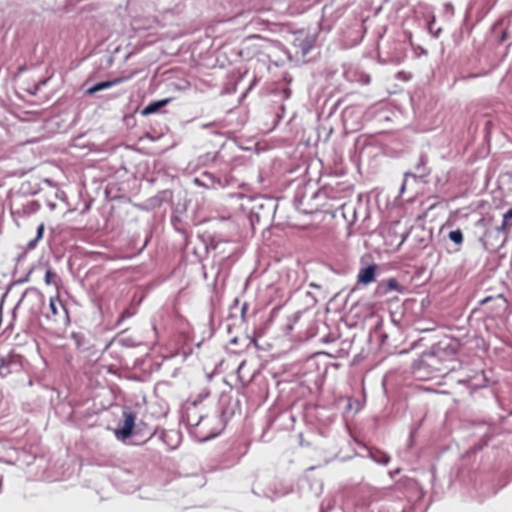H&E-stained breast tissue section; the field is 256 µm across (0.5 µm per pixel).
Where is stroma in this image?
I'll use <instances>...</instances> for the list:
<instances>
[{
    "mask_svg": "<svg viewBox=\"0 0 512 512\" xmlns=\"http://www.w3.org/2000/svg\"><path fill=\"white\" fill-rule=\"evenodd\" d=\"M512 512V0H0V512Z\"/></svg>",
    "mask_w": 512,
    "mask_h": 512,
    "instance_id": "obj_1",
    "label": "stroma"
}]
</instances>
